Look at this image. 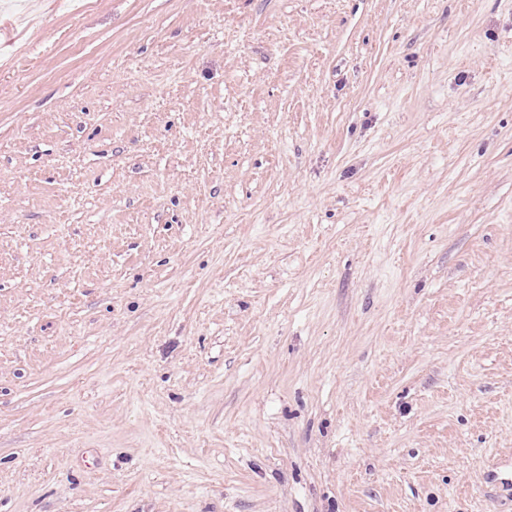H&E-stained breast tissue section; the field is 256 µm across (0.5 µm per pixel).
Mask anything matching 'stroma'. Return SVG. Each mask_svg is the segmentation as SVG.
<instances>
[{
    "instance_id": "stroma-1",
    "label": "stroma",
    "mask_w": 512,
    "mask_h": 512,
    "mask_svg": "<svg viewBox=\"0 0 512 512\" xmlns=\"http://www.w3.org/2000/svg\"><path fill=\"white\" fill-rule=\"evenodd\" d=\"M0 21V512H512V0Z\"/></svg>"
}]
</instances>
